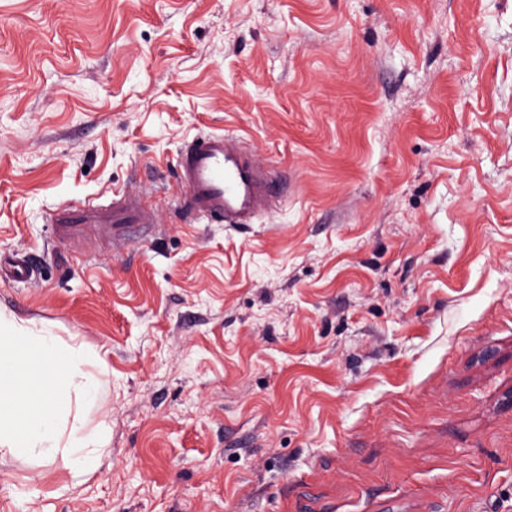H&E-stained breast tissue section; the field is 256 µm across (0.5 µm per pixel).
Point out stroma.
<instances>
[{
  "instance_id": "obj_1",
  "label": "stroma",
  "mask_w": 512,
  "mask_h": 512,
  "mask_svg": "<svg viewBox=\"0 0 512 512\" xmlns=\"http://www.w3.org/2000/svg\"><path fill=\"white\" fill-rule=\"evenodd\" d=\"M280 207L189 224L181 149ZM139 194L111 243L61 203ZM0 309L98 353L91 475L0 512H512V0H0Z\"/></svg>"
}]
</instances>
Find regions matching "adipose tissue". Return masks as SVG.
<instances>
[{"label":"adipose tissue","instance_id":"1","mask_svg":"<svg viewBox=\"0 0 512 512\" xmlns=\"http://www.w3.org/2000/svg\"><path fill=\"white\" fill-rule=\"evenodd\" d=\"M102 359L0 311V451L94 471L106 433L88 426Z\"/></svg>","mask_w":512,"mask_h":512}]
</instances>
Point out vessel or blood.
<instances>
[{"label":"vessel or blood","mask_w":512,"mask_h":512,"mask_svg":"<svg viewBox=\"0 0 512 512\" xmlns=\"http://www.w3.org/2000/svg\"><path fill=\"white\" fill-rule=\"evenodd\" d=\"M178 168L179 183L187 191L185 207L213 223H243L272 209L281 195L277 177L254 162L242 141L232 136L197 138L181 149ZM85 211L104 214L117 239L126 225L155 221L153 213L139 209L125 192L113 194L110 210L100 211L89 201Z\"/></svg>","instance_id":"1"}]
</instances>
